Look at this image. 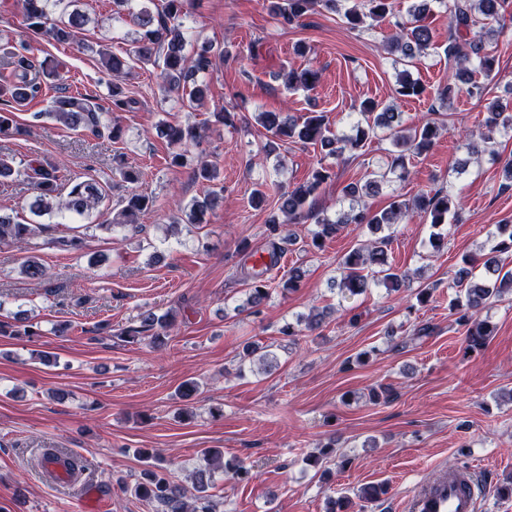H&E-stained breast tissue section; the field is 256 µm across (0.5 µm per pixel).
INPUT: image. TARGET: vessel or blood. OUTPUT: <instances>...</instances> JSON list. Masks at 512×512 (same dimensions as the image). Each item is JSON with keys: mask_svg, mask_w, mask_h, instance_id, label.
Listing matches in <instances>:
<instances>
[{"mask_svg": "<svg viewBox=\"0 0 512 512\" xmlns=\"http://www.w3.org/2000/svg\"><path fill=\"white\" fill-rule=\"evenodd\" d=\"M477 494L467 468L438 470L405 498L404 512H477Z\"/></svg>", "mask_w": 512, "mask_h": 512, "instance_id": "1", "label": "vessel or blood"}]
</instances>
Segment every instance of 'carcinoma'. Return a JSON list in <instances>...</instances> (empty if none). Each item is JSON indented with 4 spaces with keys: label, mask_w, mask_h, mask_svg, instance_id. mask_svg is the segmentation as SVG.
<instances>
[{
    "label": "carcinoma",
    "mask_w": 512,
    "mask_h": 512,
    "mask_svg": "<svg viewBox=\"0 0 512 512\" xmlns=\"http://www.w3.org/2000/svg\"><path fill=\"white\" fill-rule=\"evenodd\" d=\"M73 0H23L24 17L27 28L58 42L75 40L87 23V17L74 9L59 20L52 18L53 8ZM340 0H270L269 11L284 26L299 25L308 15L320 10L338 11ZM364 9L355 7L344 11L345 23L351 29L368 28L390 12V0H363ZM438 3L448 13V45L443 49L448 60V85L439 96L452 100L459 93L471 97L483 95L484 86L475 80L479 73L487 79L496 77L495 57L489 49V37L500 32L494 22L500 17L507 0H410L408 18L399 25L400 33L388 44L390 54L405 62H412L429 54L433 49L431 30L425 24L426 14L433 3ZM184 0H163L161 13L154 15L148 7L138 10L141 32L137 38L136 59L144 65H153L157 73L158 88L168 99L184 98L194 101L207 95L205 77L215 66L216 52L210 45H202L193 55L185 53L187 29L183 22ZM28 48L12 42L0 43V136L8 137L18 131L14 113L5 108V103L22 106L42 95L45 85L56 80L58 70L43 68L33 70L26 55ZM102 67L110 76L106 83V93H67L53 98L47 115L72 128L99 131L104 116L109 112H124L132 109L135 100L131 98L121 82L125 62L109 52L100 51ZM320 81L319 72L312 68L290 69L285 77L288 91H312ZM425 87L411 73H399L395 95L398 99L421 98ZM256 122L269 134L270 138L262 146L265 157H271L279 148V142L291 140L310 144L319 153L316 166L308 179L280 193L278 213L269 219L267 251L270 262L275 263L284 251L285 245L292 242L293 233L287 225L304 216L313 221L311 246L322 247L324 240L335 236L345 225L365 226L373 238L360 244L346 254L341 266V279L338 291L342 300L363 295L373 288H385L396 292L412 278L407 271H399L388 261L387 245L391 235L387 231L416 213L430 224L432 231L429 245L435 251L444 247L447 234L444 227L448 219L456 215L459 202L452 195L438 191L422 193L413 199L397 195L388 206L381 210H369L362 205V198L377 192L380 185L397 174L408 176V166L416 157L427 153L436 140L446 131L444 125L432 118L420 124L406 127L402 113L394 106L375 99L361 102L358 115L351 126V133L338 135L329 128L326 117L321 112H310L301 121L282 116L279 112H258ZM512 129V96L491 100L487 106L486 132L482 138L489 140L499 129ZM384 130L388 133L392 149L384 167L370 174L364 182H351L342 189L343 200L348 208L341 209L336 219L331 220L313 210L312 201L320 187L332 177V168L326 164L329 159H338L345 153H355ZM160 137L172 144L184 147L196 146L202 139V130L195 125L165 123L159 128ZM62 166L38 159L30 160L22 169L12 162L0 159V178L24 175L33 181V200L29 210L33 219H14L0 215V243H26L31 239L44 238L49 244L65 246L73 251L84 248L83 238L74 235L70 238L57 237V225L40 224L36 218L65 211L73 217H81L93 209L102 198L103 186L93 178L66 177L61 174ZM113 170L122 182L139 183L140 172L128 165L123 157H113ZM195 179L211 184V190L203 199L193 200L187 207L185 216L193 224H202L213 208L224 187L218 185L217 167L206 157L198 158L193 169ZM154 205L153 198L131 191L124 205L112 214L103 228L116 231L122 228L137 229L140 214ZM489 246L481 255L466 256L461 267L448 287L455 289V310L457 322L466 327V348L475 350L483 347L493 336V325L481 318L487 306L512 296V268L501 262L500 256L512 250V233L503 239L491 235ZM270 267L255 270L250 274L251 284L244 306L251 309L261 306L271 297L273 288L268 277ZM21 273L31 280L42 283L47 280V270L34 258H28ZM328 312L296 317V321L286 324L281 334L296 343V337L312 332L322 326ZM175 326L171 312H156L148 309L139 313L129 325L121 328L116 337L128 343L147 341L155 346L165 343L168 332ZM244 354L257 358L262 363L273 366L277 356L263 346L249 343ZM206 467L195 472L192 486L171 477L162 467L146 469L141 480L123 489L134 497L154 504L157 512H215L211 504L209 489L216 476L227 475L244 482L253 478L241 462L224 459V452L217 448H206L203 452ZM55 463L64 468L65 475L72 476L77 464V456L64 448H46L39 457L41 468ZM384 494L381 486H367L355 492L359 509L364 504L375 503Z\"/></svg>",
    "instance_id": "cac0c4a2"
}]
</instances>
